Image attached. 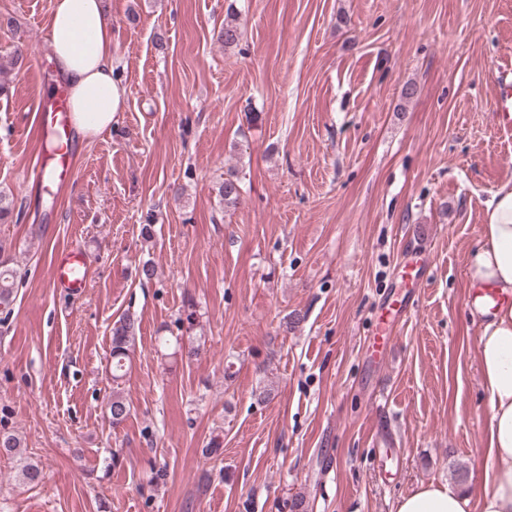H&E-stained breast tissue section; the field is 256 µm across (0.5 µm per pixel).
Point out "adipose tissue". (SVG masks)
Instances as JSON below:
<instances>
[{"label":"adipose tissue","instance_id":"obj_1","mask_svg":"<svg viewBox=\"0 0 512 512\" xmlns=\"http://www.w3.org/2000/svg\"><path fill=\"white\" fill-rule=\"evenodd\" d=\"M48 43L68 88L73 130L93 139L111 131L126 88L112 61V21L104 0H52ZM468 277L479 293L470 306L478 326L477 359L489 410V466L476 486L427 484L400 499L396 512H512V183L488 206Z\"/></svg>","mask_w":512,"mask_h":512}]
</instances>
